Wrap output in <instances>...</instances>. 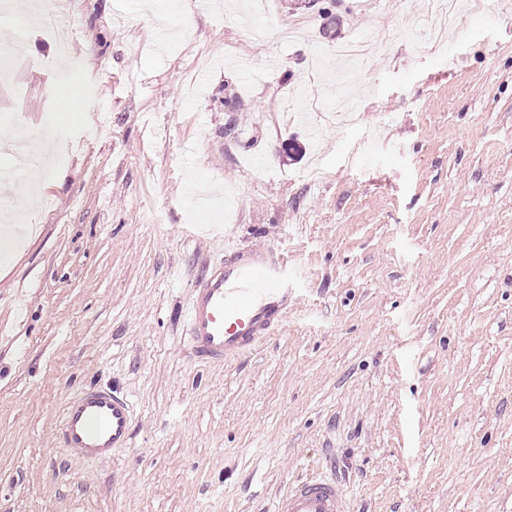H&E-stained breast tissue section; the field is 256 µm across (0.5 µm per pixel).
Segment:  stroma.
Here are the masks:
<instances>
[{"label": "stroma", "mask_w": 512, "mask_h": 512, "mask_svg": "<svg viewBox=\"0 0 512 512\" xmlns=\"http://www.w3.org/2000/svg\"><path fill=\"white\" fill-rule=\"evenodd\" d=\"M138 2L67 0L65 52L29 0L0 15V193L56 146L0 241V512H270L320 471L351 512H512V7L457 0L437 44L428 0H272L261 40L239 0H163L161 43ZM226 240L282 252L295 296L203 363L183 311ZM88 385L133 405L106 464L57 439Z\"/></svg>", "instance_id": "obj_1"}]
</instances>
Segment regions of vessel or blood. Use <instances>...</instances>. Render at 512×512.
<instances>
[{
  "instance_id": "obj_1",
  "label": "vessel or blood",
  "mask_w": 512,
  "mask_h": 512,
  "mask_svg": "<svg viewBox=\"0 0 512 512\" xmlns=\"http://www.w3.org/2000/svg\"><path fill=\"white\" fill-rule=\"evenodd\" d=\"M294 293L281 253L225 246L184 312L193 355L221 362L250 352L281 325ZM132 434L129 399L111 388L89 387L66 403L58 440L71 459L103 462L129 447ZM272 512H349L348 495L336 478L311 475L281 493Z\"/></svg>"
}]
</instances>
